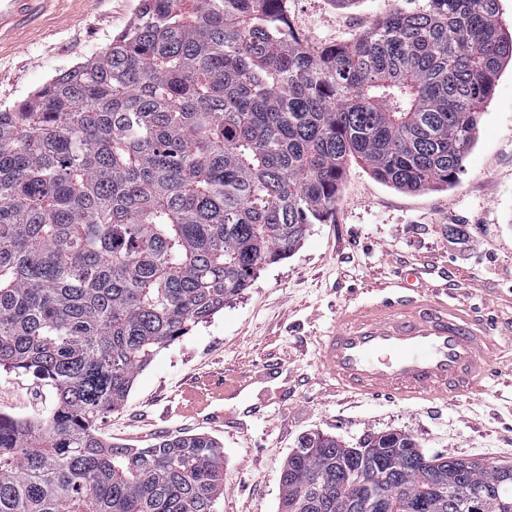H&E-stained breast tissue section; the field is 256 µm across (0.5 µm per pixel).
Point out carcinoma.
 <instances>
[{"mask_svg":"<svg viewBox=\"0 0 512 512\" xmlns=\"http://www.w3.org/2000/svg\"><path fill=\"white\" fill-rule=\"evenodd\" d=\"M286 12L140 0L105 50L0 108V369L54 395L40 424L0 415V512H216L217 441L112 446L103 415L325 222L350 160L406 192L457 182L512 61L499 0L395 8L325 48ZM365 441L355 457L303 436L280 512H512L511 465L441 463L398 432Z\"/></svg>","mask_w":512,"mask_h":512,"instance_id":"cac0c4a2","label":"carcinoma"}]
</instances>
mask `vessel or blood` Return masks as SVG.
I'll use <instances>...</instances> for the list:
<instances>
[{
	"label": "vessel or blood",
	"mask_w": 512,
	"mask_h": 512,
	"mask_svg": "<svg viewBox=\"0 0 512 512\" xmlns=\"http://www.w3.org/2000/svg\"><path fill=\"white\" fill-rule=\"evenodd\" d=\"M402 280L343 310L319 340L321 373L336 391L406 404L487 391L499 349L488 322Z\"/></svg>",
	"instance_id": "vessel-or-blood-1"
}]
</instances>
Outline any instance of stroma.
I'll return each mask as SVG.
<instances>
[{"label":"stroma","mask_w":512,"mask_h":512,"mask_svg":"<svg viewBox=\"0 0 512 512\" xmlns=\"http://www.w3.org/2000/svg\"><path fill=\"white\" fill-rule=\"evenodd\" d=\"M420 4L288 0L315 43L353 40L394 7ZM138 8L139 0H30L0 38V105L104 50ZM409 269L418 286L489 320L494 335L512 329L511 68L496 79L455 185L403 192L350 161L335 212L310 225L295 253L261 266L223 311L161 349L125 404L103 417L101 433L135 448L181 434L214 437L224 448L218 512H278L281 470L310 433L354 446L400 431L429 455L512 465V357L496 358V388L445 405L359 398L323 381L320 336L345 306ZM52 406L41 381L0 371V413L37 421Z\"/></svg>","instance_id":"stroma-1"}]
</instances>
